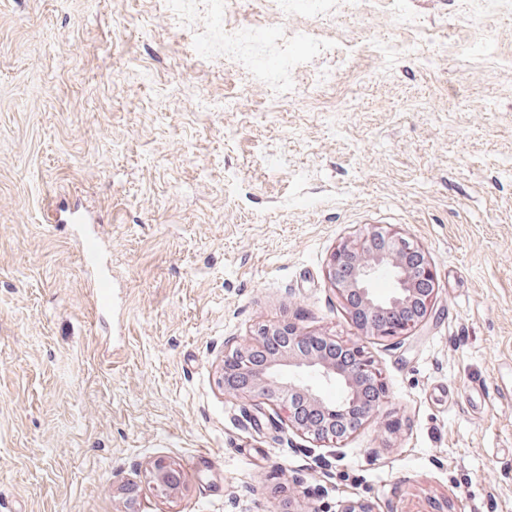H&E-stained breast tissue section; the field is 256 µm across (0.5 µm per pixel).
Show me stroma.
Segmentation results:
<instances>
[{
    "mask_svg": "<svg viewBox=\"0 0 512 512\" xmlns=\"http://www.w3.org/2000/svg\"><path fill=\"white\" fill-rule=\"evenodd\" d=\"M177 7L180 31L159 0H0V512H512V0ZM290 52L285 103L248 66ZM57 202L105 242L111 312ZM371 227L436 274L402 340L363 336L327 277ZM283 322L382 374L340 443L222 385ZM154 483L164 490H175L182 482V474L164 460H157L152 468Z\"/></svg>",
    "mask_w": 512,
    "mask_h": 512,
    "instance_id": "35a3bbf8",
    "label": "stroma"
}]
</instances>
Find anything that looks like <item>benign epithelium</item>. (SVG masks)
Instances as JSON below:
<instances>
[{"label": "benign epithelium", "instance_id": "1", "mask_svg": "<svg viewBox=\"0 0 512 512\" xmlns=\"http://www.w3.org/2000/svg\"><path fill=\"white\" fill-rule=\"evenodd\" d=\"M328 278L346 312L370 339H400L432 318L436 277L425 250L397 232L372 230L340 243L330 254ZM392 275L397 287L389 298L375 294L373 283ZM316 373L341 382L342 402L325 399L301 375ZM224 378L236 392L258 397L287 411L288 425L316 440L341 442L378 412L385 386L364 351L330 336L304 334L285 323L260 328L255 342L224 357ZM151 476L164 490H174L182 474L163 460Z\"/></svg>", "mask_w": 512, "mask_h": 512}]
</instances>
